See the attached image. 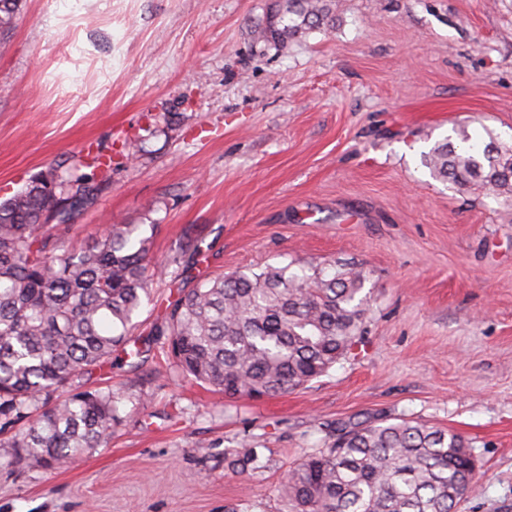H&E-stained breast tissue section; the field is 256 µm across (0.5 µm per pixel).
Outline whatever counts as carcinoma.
<instances>
[{
    "mask_svg": "<svg viewBox=\"0 0 512 512\" xmlns=\"http://www.w3.org/2000/svg\"><path fill=\"white\" fill-rule=\"evenodd\" d=\"M20 0H0V32ZM327 17L322 0H285L263 37L282 41ZM433 176L477 186L512 201V143L466 133L423 155ZM52 169L0 202V450L47 470L112 437V389L73 383L112 365L127 349L133 319L162 272L140 224H111L100 239H62L92 203L103 175ZM56 223H50V220ZM200 255L188 237L173 258ZM365 276L356 268L310 274L289 266L234 272L201 281L171 306L158 336L169 337L168 364L229 398L271 397L300 387L345 358L364 333ZM233 466L264 463L243 443ZM475 463L459 434L381 418L336 427L323 448L288 471L292 512H453L474 485Z\"/></svg>",
    "mask_w": 512,
    "mask_h": 512,
    "instance_id": "obj_1",
    "label": "carcinoma"
}]
</instances>
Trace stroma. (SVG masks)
<instances>
[{"instance_id":"35a3bbf8","label":"stroma","mask_w":512,"mask_h":512,"mask_svg":"<svg viewBox=\"0 0 512 512\" xmlns=\"http://www.w3.org/2000/svg\"><path fill=\"white\" fill-rule=\"evenodd\" d=\"M283 4L21 0L0 35V199L111 155L70 236L155 225L167 273L136 335L199 280L344 265L366 278L363 339L261 399L114 353L86 383L115 394L109 446L51 472L0 458V512H289L286 473L338 421L393 417L469 441L457 512H512V201L421 163L460 130L512 139V0H326L328 24L262 41ZM244 440L262 472L230 467Z\"/></svg>"}]
</instances>
